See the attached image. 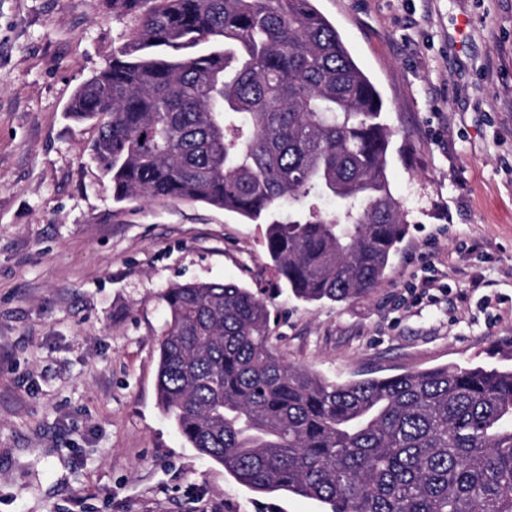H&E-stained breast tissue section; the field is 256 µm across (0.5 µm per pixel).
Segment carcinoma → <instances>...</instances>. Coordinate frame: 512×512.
I'll use <instances>...</instances> for the list:
<instances>
[{
	"label": "carcinoma",
	"mask_w": 512,
	"mask_h": 512,
	"mask_svg": "<svg viewBox=\"0 0 512 512\" xmlns=\"http://www.w3.org/2000/svg\"><path fill=\"white\" fill-rule=\"evenodd\" d=\"M126 40L67 116L117 203L203 202L266 225L278 279L348 302L407 227L381 97L313 0H112ZM337 199L323 212L315 199ZM157 397L182 437L260 494L327 512H512V367L330 382L288 363L235 282L166 289Z\"/></svg>",
	"instance_id": "carcinoma-1"
}]
</instances>
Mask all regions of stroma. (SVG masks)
<instances>
[{"instance_id":"1","label":"stroma","mask_w":512,"mask_h":512,"mask_svg":"<svg viewBox=\"0 0 512 512\" xmlns=\"http://www.w3.org/2000/svg\"><path fill=\"white\" fill-rule=\"evenodd\" d=\"M378 89L408 231L365 299L307 303L266 227L115 202L67 117L123 43L106 0H0V512H325L240 485L158 405L174 283L233 281L330 381L489 362L512 336V0H314Z\"/></svg>"}]
</instances>
